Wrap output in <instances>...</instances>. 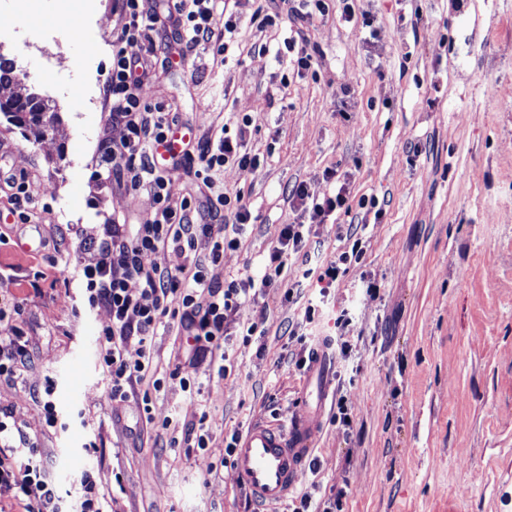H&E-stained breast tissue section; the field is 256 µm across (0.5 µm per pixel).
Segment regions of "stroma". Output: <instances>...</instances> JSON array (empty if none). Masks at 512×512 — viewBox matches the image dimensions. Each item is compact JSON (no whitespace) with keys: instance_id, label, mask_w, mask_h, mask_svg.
I'll return each instance as SVG.
<instances>
[{"instance_id":"1","label":"stroma","mask_w":512,"mask_h":512,"mask_svg":"<svg viewBox=\"0 0 512 512\" xmlns=\"http://www.w3.org/2000/svg\"><path fill=\"white\" fill-rule=\"evenodd\" d=\"M259 4L243 9L234 60L210 44L185 57L170 46L144 99L179 112L190 140L230 119L253 120L247 146L260 167H225L217 182L244 191L252 219L239 247L209 266L211 281L260 277L293 217L289 191L304 183L329 192L327 169L348 174L352 194L383 207L378 221L339 218L365 226L362 263L328 297L330 310L353 315L345 364L356 381L331 384L347 399L353 435L324 424L313 455L319 471L304 473L299 488L318 497L344 489L346 512H512V97L503 94L512 87V0H355L356 11L376 14L375 39L343 22L332 0L307 28L321 53L313 77L277 56L287 26L251 23ZM414 10L412 28L401 18ZM0 14L8 22L0 56L15 66L14 91L40 95L59 119L37 139L0 113L6 164L28 173L49 207L41 230L24 240L58 236L67 259L55 291L23 302L35 363L16 385L0 386V405L39 435L60 494L75 495L76 475L91 466L114 512H245V489L220 464L226 438L259 419L286 425L297 412L304 375L289 360L288 327L301 306L273 289L243 304L241 323L263 335L249 345L229 337L231 376L218 378L217 362L205 359L199 391L136 383L112 402L96 363L111 315L85 306L78 272L94 263L87 243L107 219L147 224L155 211L150 196L96 178L100 141L122 136L107 106L89 104L91 83L112 65L117 0H99L91 17L80 0L64 14L58 0H37L33 13L0 0ZM260 42L267 53L255 52ZM368 272L381 297L365 293ZM186 356L177 330L154 337L156 377ZM49 376L65 421L56 431L45 429L30 396ZM147 407L158 421H204L207 450L170 447V434L146 424Z\"/></svg>"}]
</instances>
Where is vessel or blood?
Masks as SVG:
<instances>
[{
	"instance_id": "1",
	"label": "vessel or blood",
	"mask_w": 512,
	"mask_h": 512,
	"mask_svg": "<svg viewBox=\"0 0 512 512\" xmlns=\"http://www.w3.org/2000/svg\"><path fill=\"white\" fill-rule=\"evenodd\" d=\"M334 368L330 341L321 339L306 370L301 410L288 427L258 421L240 435L232 453L233 469L256 502L279 504L297 487L321 432Z\"/></svg>"
}]
</instances>
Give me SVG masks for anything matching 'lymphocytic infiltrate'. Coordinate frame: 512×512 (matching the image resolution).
Here are the masks:
<instances>
[{
  "label": "lymphocytic infiltrate",
  "mask_w": 512,
  "mask_h": 512,
  "mask_svg": "<svg viewBox=\"0 0 512 512\" xmlns=\"http://www.w3.org/2000/svg\"><path fill=\"white\" fill-rule=\"evenodd\" d=\"M242 0H167L162 12L144 10L141 0H121L120 30L112 43V68L105 86L109 116L122 125L121 141L103 140L100 146L99 176L111 180L116 165L125 169L122 185L133 192L151 195L155 215L148 224H125L110 220L99 235L90 240L94 265L85 267V295L89 307H108L112 322L98 336L97 360L110 381V396L125 401L133 382L150 379L152 340L160 326L177 325L192 341L193 357L221 358L219 377L233 370L224 363L225 336L237 322V313L248 299L261 291L281 290L282 298L294 302L305 280L319 287L317 297L308 299L302 318L289 338L300 346L294 357L297 370L308 365L307 352L312 336L323 317L329 290L349 267L361 263L364 255L359 227L340 224L336 238L341 243L333 257L304 252L316 227L335 215L359 210L382 217L383 210L373 196H353L348 181H341L334 193L317 196L306 184L292 193L295 216L283 225L265 261L261 278H237L217 284L207 277L208 266L223 262L224 253L237 249L239 235L252 214L243 192H222L199 203L193 196L173 198L168 190L171 173L184 168L195 181L212 187L225 167L252 172L260 164L259 154L245 146L252 125L242 116L234 126H222L219 134L198 141L195 152L171 154L160 161L157 149L178 125L177 117L163 105L147 104L142 89L153 77L148 61L127 57L126 44L152 41L154 35L173 31L181 53L212 42L216 29H223L224 41L217 51L229 52L235 43L241 20ZM329 0H297L286 12L264 14L261 26L287 20L295 25L294 36L285 39L286 56L293 70L305 75L315 72L318 51L302 31L314 14H328ZM213 43V42H212ZM169 249L183 255L180 266L169 269L145 266L146 256ZM304 256L306 267L297 281L288 279V262ZM139 281L138 293L129 290L130 281ZM24 313L18 297L0 296V383L18 380L32 361L31 341L20 327ZM137 346L138 357L129 360V346ZM79 494L74 499L60 495L57 482L44 458L38 435L27 432L10 408L0 406V512H109V502L94 477L93 468H84L78 478Z\"/></svg>",
  "instance_id": "f902f5d3"
}]
</instances>
